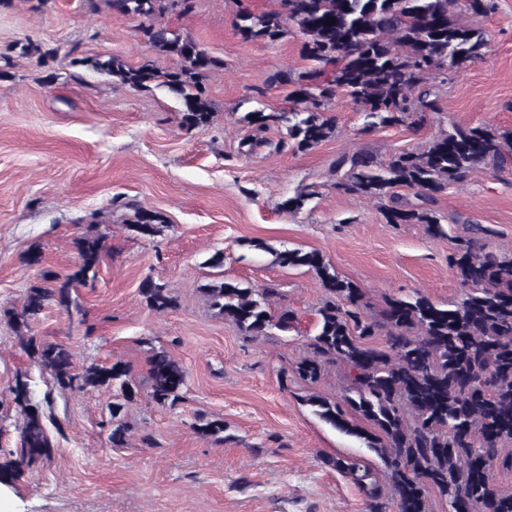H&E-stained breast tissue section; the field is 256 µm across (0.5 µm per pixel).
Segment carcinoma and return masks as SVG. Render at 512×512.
I'll return each instance as SVG.
<instances>
[{
	"label": "carcinoma",
	"mask_w": 512,
	"mask_h": 512,
	"mask_svg": "<svg viewBox=\"0 0 512 512\" xmlns=\"http://www.w3.org/2000/svg\"><path fill=\"white\" fill-rule=\"evenodd\" d=\"M485 14L490 0H281L283 11L239 12L233 27L244 41L274 43L288 36L293 25L303 36L302 54L310 67L280 83L292 86L287 111L267 112L258 106L243 117L256 132L283 128L275 151L306 152L335 131L328 106L339 95L360 106L367 129L402 124L423 112L436 110L435 83L480 56L483 33L455 16L453 8ZM99 12L103 3L116 16L140 19L139 32L152 53L172 60L162 71L151 57L128 65L114 56L88 60L62 59L86 65L113 83L139 90L160 86L179 103L181 126L203 130L214 118L207 79L218 61L189 35L161 22L176 8L191 11L192 0H84ZM497 170L512 166V131L491 126H460L440 133L419 152L403 151L384 163L364 151L337 159L332 166L336 188L366 198H387L382 215L388 224H423L430 236L447 231L434 209L437 196L463 181L479 165ZM413 191L409 203L398 190ZM130 211L127 230L152 240L163 232L165 216L125 201ZM496 230L469 225V235L457 240L449 257L463 292L441 306L418 293L387 297L378 316L364 315V294L341 278L317 250H270L282 268H306L316 274L325 291L318 322L309 343L310 354L297 363L295 373L311 383L333 366L347 380L345 406L320 395L306 402L325 423L360 440L385 464L387 485L379 483L364 461L336 457L329 464L351 478L366 498L367 512H429L428 493L434 490L448 501V512H512V492L490 482L495 468L512 469V256L485 252V240ZM77 255L73 269L60 277L44 270L25 293L13 328L37 366L49 372L62 388H110L114 391L108 439L121 446L129 431L123 419L125 405L139 396L130 367L117 361L77 371L69 348L40 343L26 336L30 322L51 302L66 312L83 314L73 292L94 287L98 268L107 254L105 236L91 230L72 239ZM216 315L248 336L288 332L295 314H275L269 287H245L223 279L201 288ZM139 294L153 311L177 306L166 284L144 278ZM384 336L385 346L369 345ZM149 398L176 405L186 387L184 367L164 351L150 359ZM15 403L24 414L15 448L0 457V480L7 482L50 457L55 448L39 408L30 402L29 379L16 376ZM357 415L362 426L349 420ZM198 434L224 442V421L199 418Z\"/></svg>",
	"instance_id": "obj_1"
}]
</instances>
